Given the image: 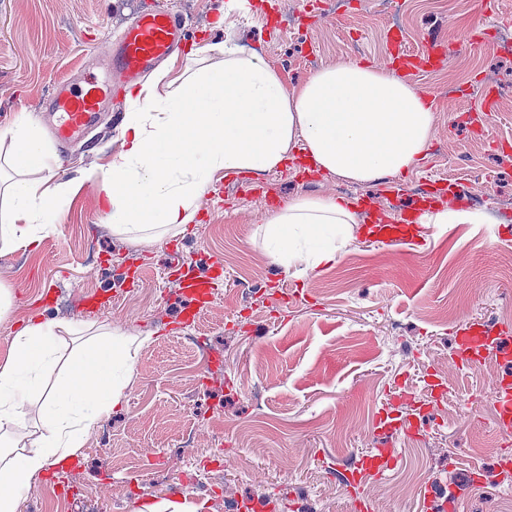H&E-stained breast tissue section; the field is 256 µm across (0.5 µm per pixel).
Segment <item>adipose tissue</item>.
Returning a JSON list of instances; mask_svg holds the SVG:
<instances>
[{
  "mask_svg": "<svg viewBox=\"0 0 512 512\" xmlns=\"http://www.w3.org/2000/svg\"><path fill=\"white\" fill-rule=\"evenodd\" d=\"M162 84L130 88L131 104L108 164L56 180V158L28 113H19L0 179L9 222L0 230L7 251L39 243L85 186L98 188L115 235L157 241L192 223L218 174L261 175L282 167L295 150L340 180L373 183L405 174L426 154L434 106L416 85L386 67L350 61L322 68L288 89L257 54L220 50L215 61L189 71L170 60ZM362 218L352 199L296 198L264 225L268 255L284 269L335 263ZM417 223L488 224L481 208L439 204ZM73 323L28 319L0 354V512H19L24 491L47 471H66L88 434L120 406L142 338L102 326L62 354ZM57 379L43 392L48 373ZM40 424L28 431L30 406Z\"/></svg>",
  "mask_w": 512,
  "mask_h": 512,
  "instance_id": "1",
  "label": "adipose tissue"
}]
</instances>
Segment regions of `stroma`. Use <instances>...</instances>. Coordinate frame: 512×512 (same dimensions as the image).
<instances>
[{"instance_id":"obj_1","label":"stroma","mask_w":512,"mask_h":512,"mask_svg":"<svg viewBox=\"0 0 512 512\" xmlns=\"http://www.w3.org/2000/svg\"><path fill=\"white\" fill-rule=\"evenodd\" d=\"M0 0V154L16 113L39 116L57 80L104 54L140 9L180 12L201 47L257 49L295 88L319 69L360 60L398 67L426 91L436 123L426 156L399 178L351 186L362 217L384 224L480 195L492 224L425 226L415 244L358 234L336 263L297 275L265 251L261 228L288 199L338 196L339 179L303 157L264 175L215 181L184 233L135 243L113 235L95 187H83L37 249L0 255L12 292L0 351L39 313L145 338L125 402L88 435L65 473L47 472L19 512H137L176 498L200 464L192 500L240 512H354L337 472L383 447L373 424L402 414L387 478H366L370 512H512V437L495 424L512 354L462 366L456 336L476 323L512 339V0ZM119 98L93 146H69L65 181L119 149ZM215 288L186 316L184 277ZM212 360L197 362L195 338Z\"/></svg>"}]
</instances>
